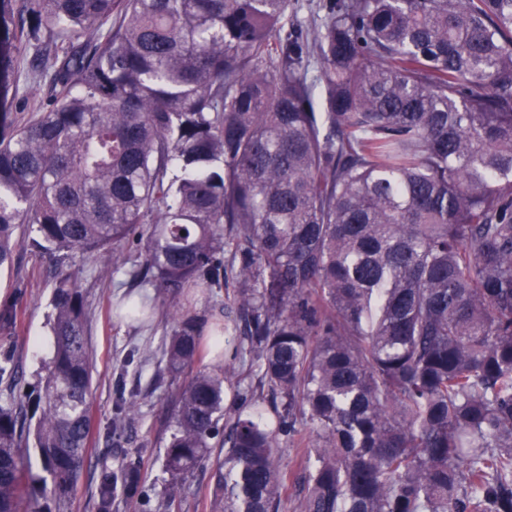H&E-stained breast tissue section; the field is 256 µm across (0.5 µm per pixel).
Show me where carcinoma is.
Wrapping results in <instances>:
<instances>
[{
    "instance_id": "1",
    "label": "carcinoma",
    "mask_w": 512,
    "mask_h": 512,
    "mask_svg": "<svg viewBox=\"0 0 512 512\" xmlns=\"http://www.w3.org/2000/svg\"><path fill=\"white\" fill-rule=\"evenodd\" d=\"M288 7L0 0V106L16 52L53 91L0 117V267L28 234L175 294L233 278L224 365L196 368L181 310L162 369L184 377L164 470L221 439L220 512H280L277 449L308 429L295 512H512V0H326L311 37ZM52 303L43 395L0 406V512L22 442L59 497L84 462L89 315L70 275ZM142 499L102 465L97 512Z\"/></svg>"
}]
</instances>
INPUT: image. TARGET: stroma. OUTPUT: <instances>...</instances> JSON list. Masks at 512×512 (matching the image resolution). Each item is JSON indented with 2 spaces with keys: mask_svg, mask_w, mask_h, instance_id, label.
<instances>
[{
  "mask_svg": "<svg viewBox=\"0 0 512 512\" xmlns=\"http://www.w3.org/2000/svg\"><path fill=\"white\" fill-rule=\"evenodd\" d=\"M29 61H21L17 75L19 93L11 112L22 116L45 106L51 90L46 81L29 75ZM17 268L0 270V304L11 301L17 310V322L0 326V360L10 359L13 377L0 381V405L35 401L47 374L52 341L54 310L53 287L61 275H76L91 311L89 336L93 353V393L90 398V433L85 463L74 494L57 499L47 484L39 456L34 448L23 451L34 481L21 506V512H97L95 482L103 463L129 458L139 463L141 482L150 501L139 505L138 512H165L167 499H174L180 512H217L212 475L224 460V451L212 449L210 455L185 478L174 480L163 469L168 428L172 412L171 394L177 382L159 376L163 345L171 335L174 322L170 313L183 305L158 283L130 276L128 268L102 271L95 258L74 255L59 262L29 244L18 250ZM149 294L157 311L151 321L132 325L116 318L113 309L124 295ZM141 358L127 362L131 351ZM136 392L137 411L124 433L114 435L112 421L118 383Z\"/></svg>",
  "mask_w": 512,
  "mask_h": 512,
  "instance_id": "1",
  "label": "stroma"
}]
</instances>
